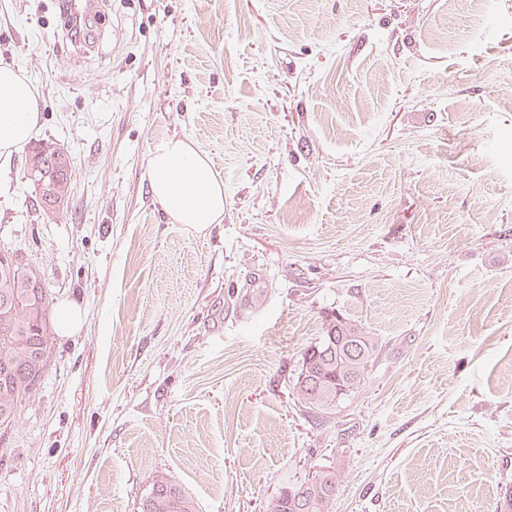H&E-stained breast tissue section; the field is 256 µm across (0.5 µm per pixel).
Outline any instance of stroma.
<instances>
[{"instance_id":"obj_1","label":"stroma","mask_w":512,"mask_h":512,"mask_svg":"<svg viewBox=\"0 0 512 512\" xmlns=\"http://www.w3.org/2000/svg\"><path fill=\"white\" fill-rule=\"evenodd\" d=\"M0 63L71 154L63 211L0 156V248L79 301L0 429V512H266L319 467L332 512L512 495V0H0ZM191 140L224 221L173 223L151 148ZM383 346L333 413L294 384L328 313ZM58 336H71L83 323V310L76 302L65 300L56 308ZM140 512H196V507L179 485L162 476L153 483Z\"/></svg>"}]
</instances>
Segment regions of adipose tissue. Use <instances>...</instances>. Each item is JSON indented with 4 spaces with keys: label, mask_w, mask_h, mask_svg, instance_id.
<instances>
[{
    "label": "adipose tissue",
    "mask_w": 512,
    "mask_h": 512,
    "mask_svg": "<svg viewBox=\"0 0 512 512\" xmlns=\"http://www.w3.org/2000/svg\"><path fill=\"white\" fill-rule=\"evenodd\" d=\"M40 101L20 69L0 65V155L21 149L39 128ZM153 198L173 223L203 231L224 220V184L208 157L186 139H171L149 153Z\"/></svg>",
    "instance_id": "adipose-tissue-1"
}]
</instances>
